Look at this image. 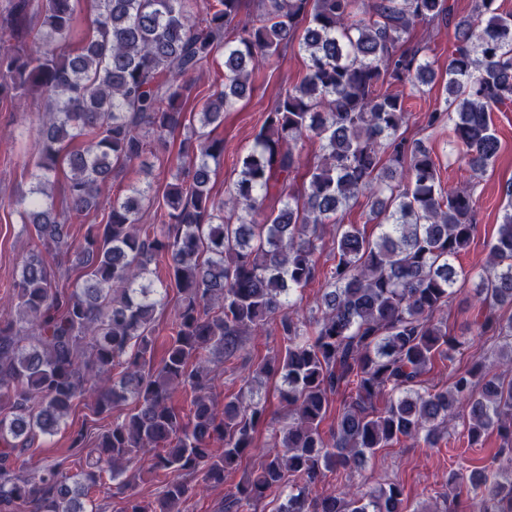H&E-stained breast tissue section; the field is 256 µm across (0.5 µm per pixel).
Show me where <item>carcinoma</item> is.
<instances>
[{
	"instance_id": "carcinoma-1",
	"label": "carcinoma",
	"mask_w": 512,
	"mask_h": 512,
	"mask_svg": "<svg viewBox=\"0 0 512 512\" xmlns=\"http://www.w3.org/2000/svg\"><path fill=\"white\" fill-rule=\"evenodd\" d=\"M10 2L0 101L37 94L47 109L35 185L16 200L38 243L7 297L13 316L0 321V512H99L96 493L134 463L122 512H182L197 488L224 484L256 449L267 422L253 386L261 378L280 383L288 421L272 427L261 462L217 512H257L284 486L279 512H406L399 485L364 492L353 472L395 444L434 445L460 416L470 445L491 429L504 445L487 465L448 472L453 512H512V315L499 313L512 306V204L489 266L475 274L472 322L474 336L500 339L507 357L456 371L445 388L421 386L459 345L441 313L468 277L455 260L474 234L476 200L467 184L444 186L427 147L400 133L412 113L387 87L435 82L434 62L409 32L449 22L448 0H260L242 26L246 0H92V29L77 48L78 0H43L37 26L31 0ZM496 2L474 0L456 23L445 108L424 114L429 127L448 120L453 152L475 175L500 150L491 112L512 102V13ZM298 37L304 76L266 113L224 196L213 195L209 161L224 158V139L203 129L250 94L251 70ZM208 64L224 65V88L180 141L162 201L151 185H132L76 238L73 217L98 206L101 185L181 128L183 79ZM310 138L323 151L312 164L301 153ZM61 166L69 177L58 210L44 186ZM275 187L282 207L267 213ZM361 197L375 239L337 218ZM152 206L157 223H141ZM329 226L334 262L307 316L293 295L318 277ZM160 262L168 279L157 283L151 265ZM171 290L177 303L156 364L157 314ZM270 325L285 351L254 361L247 337ZM229 369L243 385L220 402ZM179 393L190 396L186 414ZM339 394L327 440L321 424ZM77 400L98 416L133 408L94 436L72 433L76 471L63 460L18 466ZM145 471L161 483L152 505L137 491ZM329 473L339 486L324 493Z\"/></svg>"
}]
</instances>
